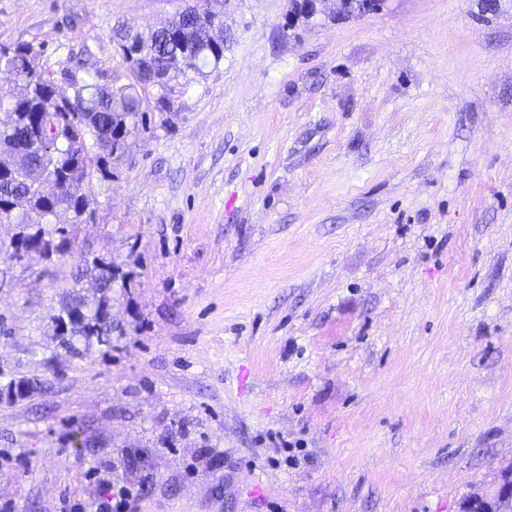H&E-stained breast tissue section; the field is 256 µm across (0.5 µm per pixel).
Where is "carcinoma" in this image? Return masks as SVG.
<instances>
[{"mask_svg": "<svg viewBox=\"0 0 512 512\" xmlns=\"http://www.w3.org/2000/svg\"><path fill=\"white\" fill-rule=\"evenodd\" d=\"M223 26L221 20L198 8L178 13L167 26L148 33L120 27L119 47L134 82L120 83V77L107 76L102 70L81 79L67 69L63 75L75 79L71 98L72 134L66 144L53 146L58 98L53 81L38 69L33 48L25 44L0 48V67L15 74V87L8 107L10 120L0 125V147L18 148L21 168L47 170L56 179L57 191L46 198L30 190L7 172L0 174V223L17 224L24 229L19 238L4 249L6 259L24 258L22 246H40L49 254L71 249L69 224L92 219L90 180L94 171L105 175L108 163L122 153L132 130L143 123L145 111L138 88L148 84L166 85L172 80L218 66L224 58V42L213 36ZM35 231L30 232L28 228ZM89 277L94 292L87 296L72 290L63 296L57 320L70 326V299L84 311V322L71 326L63 343L75 346L79 337L89 347L112 335V321L107 314L112 307V264L96 257L80 255L75 281ZM496 504L495 496H468L461 503L462 512H487Z\"/></svg>", "mask_w": 512, "mask_h": 512, "instance_id": "cac0c4a2", "label": "carcinoma"}]
</instances>
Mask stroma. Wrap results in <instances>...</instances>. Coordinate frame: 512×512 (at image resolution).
Wrapping results in <instances>:
<instances>
[{"label":"stroma","instance_id":"stroma-1","mask_svg":"<svg viewBox=\"0 0 512 512\" xmlns=\"http://www.w3.org/2000/svg\"><path fill=\"white\" fill-rule=\"evenodd\" d=\"M195 4L219 66L146 87L72 252L0 260V386L39 385L0 403V512H460L512 465V0H0V46L126 82L114 26ZM88 276L93 281L94 292L92 296L71 289L63 296L60 313L57 316L60 325L68 326L71 321V306L75 303L81 306L84 311L83 324L70 326L71 330L63 335L67 337L62 342L75 348L74 339L79 337L84 340L87 350H89L93 338L100 343L105 342V338L112 335V321L107 318V314L112 307L114 274L111 263L102 262L96 257L90 259L88 254H81L80 264L77 267L74 280L78 283ZM71 298H75V303L67 304Z\"/></svg>","mask_w":512,"mask_h":512}]
</instances>
